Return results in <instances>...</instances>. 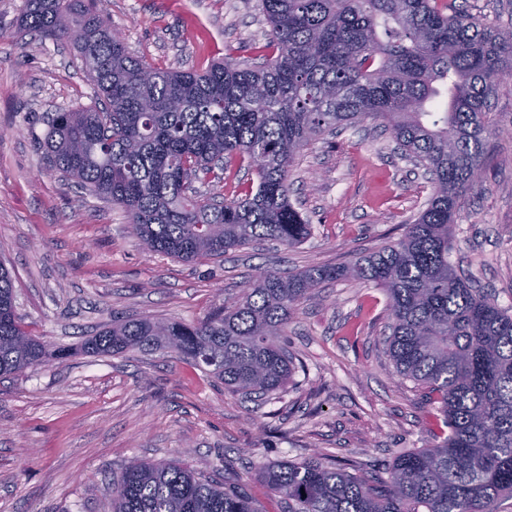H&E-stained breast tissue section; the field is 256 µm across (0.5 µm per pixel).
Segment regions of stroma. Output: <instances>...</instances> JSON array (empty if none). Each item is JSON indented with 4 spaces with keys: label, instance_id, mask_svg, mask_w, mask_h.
I'll return each instance as SVG.
<instances>
[{
    "label": "stroma",
    "instance_id": "stroma-1",
    "mask_svg": "<svg viewBox=\"0 0 512 512\" xmlns=\"http://www.w3.org/2000/svg\"><path fill=\"white\" fill-rule=\"evenodd\" d=\"M23 0H0V264L32 335L70 348L116 317L190 323L240 294L257 270L335 265L401 238L431 187L376 123L347 128L296 157L290 198L311 224L286 248L254 244L186 263L145 251L125 211L52 171L46 117L102 108L66 40L18 37ZM137 58L200 69L224 58L261 64L269 26L258 0H106ZM494 126L481 182L460 201L452 262L512 307V75L490 101ZM382 289L339 280L314 291L288 324L296 368L263 405L159 353L75 354L0 383V512H112L111 483L133 458L180 460L239 476L260 512H277L259 468L319 449L384 470L396 454L444 435L424 389L401 379L384 339Z\"/></svg>",
    "mask_w": 512,
    "mask_h": 512
}]
</instances>
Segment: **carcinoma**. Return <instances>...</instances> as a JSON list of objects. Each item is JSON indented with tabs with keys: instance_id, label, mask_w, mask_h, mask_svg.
<instances>
[{
	"instance_id": "obj_1",
	"label": "carcinoma",
	"mask_w": 512,
	"mask_h": 512,
	"mask_svg": "<svg viewBox=\"0 0 512 512\" xmlns=\"http://www.w3.org/2000/svg\"><path fill=\"white\" fill-rule=\"evenodd\" d=\"M104 0H24L20 29L67 39L104 98L56 112L43 148L52 169L128 215L150 252L192 262L256 241L291 247L310 225L288 199L304 147L341 127L384 124L431 185L397 242L338 266L253 284L193 323L118 319L81 345L89 355L173 353L253 401L294 371L286 328L301 300L338 279L383 289L386 350L398 376L437 395L448 434L394 459L385 474L326 463L263 466L281 512H496L512 498V308L452 265L458 199L480 178L489 99L512 71V31L475 21L451 0H258L267 59L171 71L134 57L113 34ZM247 163L256 191L222 201L191 195ZM21 325L12 275L0 265V378L60 360ZM112 512H259L229 474L206 478L174 459L130 461L112 484Z\"/></svg>"
}]
</instances>
